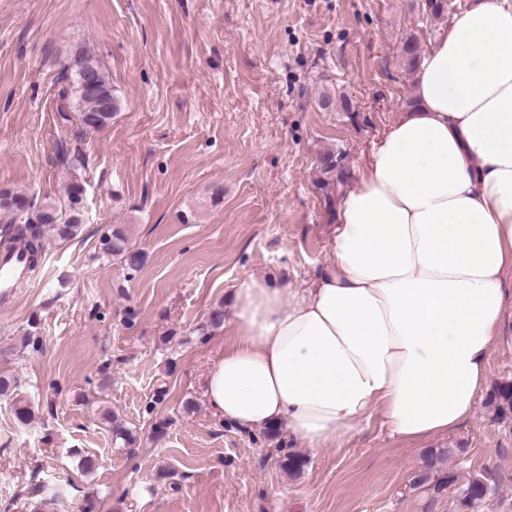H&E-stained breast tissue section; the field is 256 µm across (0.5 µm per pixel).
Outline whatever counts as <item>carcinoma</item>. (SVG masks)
Returning a JSON list of instances; mask_svg holds the SVG:
<instances>
[{"instance_id":"carcinoma-1","label":"carcinoma","mask_w":512,"mask_h":512,"mask_svg":"<svg viewBox=\"0 0 512 512\" xmlns=\"http://www.w3.org/2000/svg\"><path fill=\"white\" fill-rule=\"evenodd\" d=\"M416 39H407L402 46V57L409 68H414L419 57ZM76 66H65L67 84L58 90L57 112L60 124L75 126L73 138L58 145V165L72 173L66 186V203L45 200L36 204L27 194L13 188H0V248L19 245L28 254L30 275L39 271L44 251L45 235L58 241L77 238L84 225V186L75 171L85 166L81 147L84 135L91 130L108 126L120 109V102L112 91V85L102 68L101 62L89 50L77 48L71 52ZM351 179L349 169L336 162L333 156L324 157L320 188L326 191V207L334 204L331 190L347 184ZM102 251L108 256L119 257L131 270H138L145 263V255L128 245L127 237L120 230H113L101 239ZM0 397L11 400L15 418L27 423L34 416L33 407L27 396L20 393L17 376L0 372ZM454 449L448 448L432 454L426 461L425 471L418 475L413 485L424 487L430 480L441 457L450 456ZM487 494V483L481 477H474L462 490V501L466 504L483 499Z\"/></svg>"}]
</instances>
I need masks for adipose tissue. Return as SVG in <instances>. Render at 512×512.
Here are the masks:
<instances>
[{"instance_id": "1", "label": "adipose tissue", "mask_w": 512, "mask_h": 512, "mask_svg": "<svg viewBox=\"0 0 512 512\" xmlns=\"http://www.w3.org/2000/svg\"><path fill=\"white\" fill-rule=\"evenodd\" d=\"M416 100L364 155L311 288H229L236 339L205 380L217 419L321 448L376 415L418 442L472 414L512 309V0L455 18Z\"/></svg>"}]
</instances>
